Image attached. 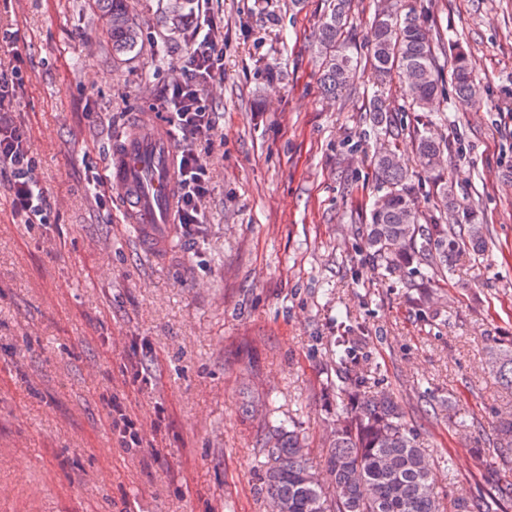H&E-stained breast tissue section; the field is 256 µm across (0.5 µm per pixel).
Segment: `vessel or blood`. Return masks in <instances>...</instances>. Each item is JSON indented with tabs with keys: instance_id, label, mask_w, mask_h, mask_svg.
<instances>
[{
	"instance_id": "obj_1",
	"label": "vessel or blood",
	"mask_w": 512,
	"mask_h": 512,
	"mask_svg": "<svg viewBox=\"0 0 512 512\" xmlns=\"http://www.w3.org/2000/svg\"><path fill=\"white\" fill-rule=\"evenodd\" d=\"M177 145L161 115L148 112L112 150L111 179L122 199L123 221L150 256L168 250L176 222Z\"/></svg>"
}]
</instances>
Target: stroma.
Returning <instances> with one entry per match:
<instances>
[{"mask_svg": "<svg viewBox=\"0 0 512 512\" xmlns=\"http://www.w3.org/2000/svg\"><path fill=\"white\" fill-rule=\"evenodd\" d=\"M168 0H129L141 32L116 56L91 0H0V68L20 66L9 118L30 134L37 178L55 202L45 224L14 220L0 175V512H267L250 401L292 414L317 471L330 429L322 399L338 312L435 461L444 498L487 497L512 482L485 441L512 395L486 369L512 337V0H400L470 54L480 100L444 90L445 167L493 244L419 289L376 268L364 245L385 141L366 114L362 68L340 100L321 93L314 55L327 0H208L224 77L203 100L216 128L196 140L210 170L204 222L149 258L123 222L110 180L112 136L162 109L197 8L171 31ZM165 49L156 57V46ZM406 131L425 113L385 90ZM150 370L151 384L137 381ZM143 430L122 447L108 402ZM449 399L474 427L428 414Z\"/></svg>", "mask_w": 512, "mask_h": 512, "instance_id": "stroma-1", "label": "stroma"}]
</instances>
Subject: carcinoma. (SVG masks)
<instances>
[{
    "label": "carcinoma",
    "mask_w": 512,
    "mask_h": 512,
    "mask_svg": "<svg viewBox=\"0 0 512 512\" xmlns=\"http://www.w3.org/2000/svg\"><path fill=\"white\" fill-rule=\"evenodd\" d=\"M94 21L112 43V54L133 51L139 28L127 9V0H95ZM352 0H328L319 27L317 53L321 59L323 93L338 98L353 87L358 67L366 63L378 83L398 80L409 107L421 112L438 97L445 63L451 62L456 96L475 102L480 87L473 65L462 50L448 56L441 35L430 36L415 13L375 14L368 56L358 57ZM369 120L380 132L399 140L390 105L375 97ZM416 153L424 174L411 171L396 145L374 156L377 195L365 225V246L377 265L390 272L412 274L426 267L446 277L464 256L478 259L489 251L488 225L469 208H457L453 182L440 174L435 157L451 151L447 139L430 129L416 131ZM429 187L436 197L434 211L424 214L417 194ZM336 378L326 383V404H336L326 448V479L309 465L304 439L295 422L272 402L265 404L259 425L264 448L260 471L270 512H493L481 498L439 496L433 479L434 460L421 447L420 436L408 426L399 399L370 390L371 371L353 336L334 338ZM485 363L499 384L512 390V340H494ZM504 466L512 467V417L501 419L488 439Z\"/></svg>",
    "instance_id": "cac0c4a2"
}]
</instances>
